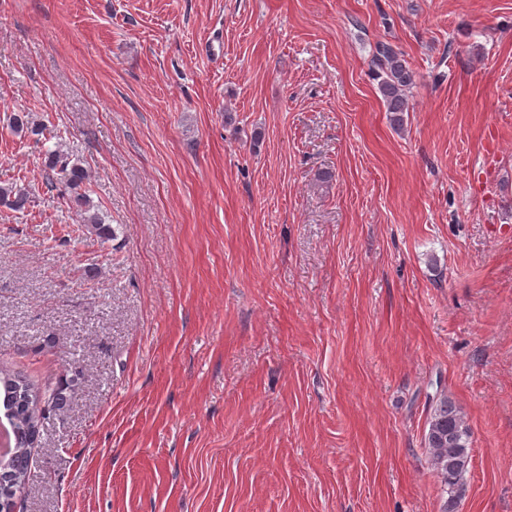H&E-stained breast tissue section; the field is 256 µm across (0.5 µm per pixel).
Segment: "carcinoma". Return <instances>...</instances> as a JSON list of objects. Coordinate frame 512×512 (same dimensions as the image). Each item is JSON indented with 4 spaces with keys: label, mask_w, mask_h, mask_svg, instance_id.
Wrapping results in <instances>:
<instances>
[{
    "label": "carcinoma",
    "mask_w": 512,
    "mask_h": 512,
    "mask_svg": "<svg viewBox=\"0 0 512 512\" xmlns=\"http://www.w3.org/2000/svg\"><path fill=\"white\" fill-rule=\"evenodd\" d=\"M373 77L391 114L393 126H403L404 113L409 111V93L414 75L402 51L387 42L375 46L371 60ZM15 131L39 135L45 125L30 112L13 115ZM45 179L50 185L61 183L68 193L72 208L80 213L82 221L97 237L106 240L113 236L111 226L98 212L90 211L87 195V171L70 163L67 154L59 149L44 154ZM28 190L9 182L0 185V202L14 210H22L29 203ZM78 383V374L59 382L40 385L7 366L0 367V408L12 418L14 446L8 464L0 467V492L12 489L21 493L32 477L31 458L34 442L40 437L44 422L62 411L69 393ZM424 445L431 464L441 482L447 486L450 498L442 512H453L455 494L463 487L465 474L471 462V434L460 410L446 396L431 401Z\"/></svg>",
    "instance_id": "obj_1"
}]
</instances>
